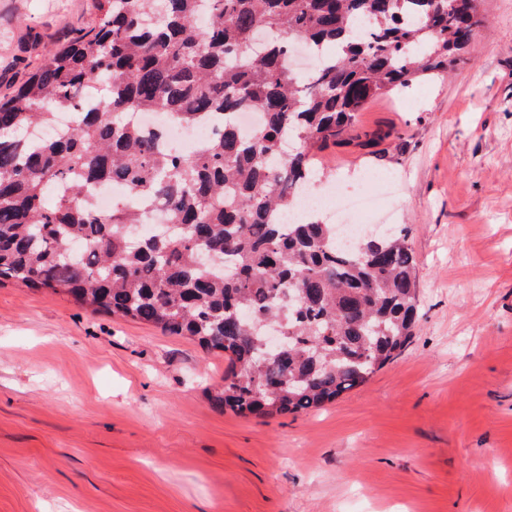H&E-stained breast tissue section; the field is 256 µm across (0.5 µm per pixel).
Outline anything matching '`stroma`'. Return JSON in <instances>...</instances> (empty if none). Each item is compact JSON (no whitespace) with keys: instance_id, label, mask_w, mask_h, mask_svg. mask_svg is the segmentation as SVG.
<instances>
[{"instance_id":"35a3bbf8","label":"stroma","mask_w":512,"mask_h":512,"mask_svg":"<svg viewBox=\"0 0 512 512\" xmlns=\"http://www.w3.org/2000/svg\"><path fill=\"white\" fill-rule=\"evenodd\" d=\"M447 78L373 100V157L327 150L336 184L389 175L420 318L362 387L272 418L216 409L228 363L187 337L0 284V512H512V0ZM97 0H0V93Z\"/></svg>"}]
</instances>
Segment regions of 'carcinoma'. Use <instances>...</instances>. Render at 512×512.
<instances>
[{"label": "carcinoma", "mask_w": 512, "mask_h": 512, "mask_svg": "<svg viewBox=\"0 0 512 512\" xmlns=\"http://www.w3.org/2000/svg\"><path fill=\"white\" fill-rule=\"evenodd\" d=\"M478 15L479 0H99L84 31L0 95V282L224 354L234 370L210 400L241 416L305 412L365 385L418 321L409 230L345 248L319 216H276L319 180V153L359 138L369 102L453 70ZM299 44L323 57L305 77L286 65ZM244 111L262 114L247 135ZM60 112L76 113L67 137L26 138ZM138 112L219 124L170 153ZM103 183L166 204L169 232L133 239L139 211L89 203Z\"/></svg>", "instance_id": "obj_1"}]
</instances>
